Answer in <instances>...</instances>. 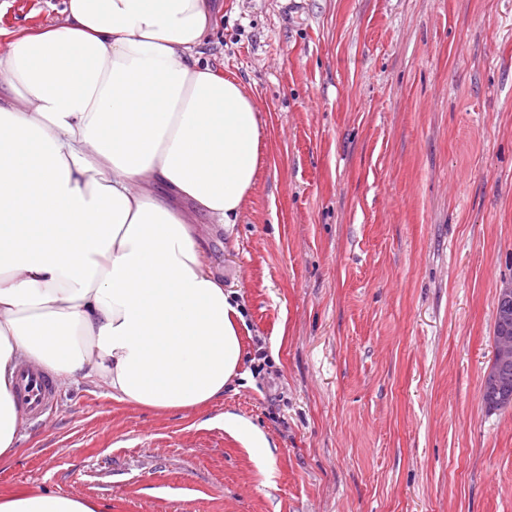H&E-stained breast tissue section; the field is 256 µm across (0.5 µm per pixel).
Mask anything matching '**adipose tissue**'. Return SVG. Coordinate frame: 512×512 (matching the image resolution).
Segmentation results:
<instances>
[{
    "mask_svg": "<svg viewBox=\"0 0 512 512\" xmlns=\"http://www.w3.org/2000/svg\"><path fill=\"white\" fill-rule=\"evenodd\" d=\"M63 14L0 54V461L23 427L22 368L162 411L245 376L243 306L178 206L229 227L261 159L252 96L200 60L210 0H65ZM0 512L98 507L19 493Z\"/></svg>",
    "mask_w": 512,
    "mask_h": 512,
    "instance_id": "1",
    "label": "adipose tissue"
}]
</instances>
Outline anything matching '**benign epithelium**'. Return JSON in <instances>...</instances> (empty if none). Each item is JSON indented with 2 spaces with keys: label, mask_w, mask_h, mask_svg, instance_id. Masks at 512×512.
Wrapping results in <instances>:
<instances>
[{
  "label": "benign epithelium",
  "mask_w": 512,
  "mask_h": 512,
  "mask_svg": "<svg viewBox=\"0 0 512 512\" xmlns=\"http://www.w3.org/2000/svg\"><path fill=\"white\" fill-rule=\"evenodd\" d=\"M496 319L494 359L483 380L484 405L489 409L512 406V387L504 377L512 367V282L497 291Z\"/></svg>",
  "instance_id": "1"
}]
</instances>
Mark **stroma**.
Instances as JSON below:
<instances>
[{"label":"stroma","mask_w":512,"mask_h":512,"mask_svg":"<svg viewBox=\"0 0 512 512\" xmlns=\"http://www.w3.org/2000/svg\"><path fill=\"white\" fill-rule=\"evenodd\" d=\"M202 59L257 104L230 231L194 224L245 308L246 377L194 411L61 385L0 498L102 512H512V406L487 410L512 281V0H212ZM64 0H0L12 33ZM266 367L255 372L257 350ZM232 413L269 448L255 460ZM88 499L52 492L30 495L19 493L0 501L1 512H98Z\"/></svg>","instance_id":"1"}]
</instances>
